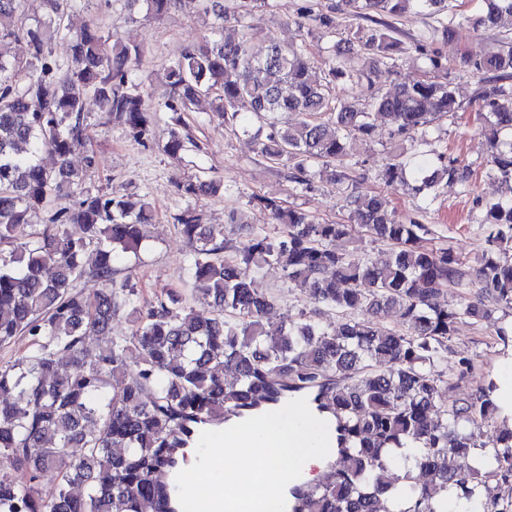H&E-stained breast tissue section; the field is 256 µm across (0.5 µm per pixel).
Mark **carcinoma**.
Wrapping results in <instances>:
<instances>
[{"label":"carcinoma","instance_id":"obj_1","mask_svg":"<svg viewBox=\"0 0 512 512\" xmlns=\"http://www.w3.org/2000/svg\"><path fill=\"white\" fill-rule=\"evenodd\" d=\"M358 1L391 18L411 10L438 16L447 8V0H338L302 17L331 30L334 13ZM77 2L44 0L49 20L25 24L22 0H0V40L21 37L29 48L25 59L0 57V244L11 247L0 256V346L28 338L21 355L0 362V394L8 395L0 400V454L14 462V472L0 474V512H166L161 479L180 449L231 417L263 406L278 410L299 397L316 417L333 422L339 466L329 484L294 487L290 512H448L443 495L450 489L475 502L486 477L512 485V429L497 430L493 454L481 452V427L497 414L494 382L449 406L441 402L473 371L468 358L450 374L441 370L457 324L487 320L488 301L512 308V138H500L512 132V84L478 96L491 147L487 173L509 196L483 204L487 234L475 267L448 248L423 246L426 225L397 219L375 193L346 196L355 224L317 223L254 194L248 205L275 225L272 236L263 225H246L234 244L224 227L202 223L193 209L174 215L190 247L195 297L212 308V317L201 320L182 292L167 290L145 304L135 285L114 278L117 265L142 248L152 211L118 191L94 189V152L85 151L79 169L69 157L88 141L87 99L139 143L149 133L151 108L133 79L138 46L111 39L94 22L63 27ZM140 2L161 17L179 0H128ZM200 2L216 25L167 67L164 107L188 112L200 97H213L224 123L264 136L261 153L292 164L301 193L348 178L345 140L371 137L372 116L387 118L391 137L412 139L458 111L450 83L435 80L378 89L362 108L331 94L336 83L355 78L371 87L380 67L396 66L400 48L382 29L359 27L344 48L350 53L357 45L373 57L374 68L364 72L334 55L317 65L304 44H271L259 54L242 19L224 25L223 0ZM504 15L512 16V0H481L473 24L491 28ZM61 33L70 42L66 65L50 50ZM464 63L512 80V47L493 55L468 52ZM290 112L304 120L278 124L276 116ZM188 145L203 150L189 133L173 131L165 151L176 155ZM44 152L55 157L53 167L41 164ZM445 177L470 187L468 166L441 154H424L412 165L396 156L382 170L385 182L415 194ZM178 190L199 197L229 188L196 180ZM53 197L72 198L73 206L33 231V218ZM365 232L393 246L387 262L365 259ZM273 263L283 265L288 286L306 289L311 311L267 321L274 300L257 276ZM86 274L104 284L90 298L74 291ZM470 284L479 288L477 298L439 303L448 287ZM321 306L336 311V325L318 320ZM391 308L404 330L381 322ZM121 312L135 329L112 337V320ZM89 336L109 340L92 346ZM226 369L232 378H224ZM403 450L414 452L429 482L418 483L410 472L391 476ZM465 459L471 464L463 474ZM49 471L59 473V482L45 497L40 479Z\"/></svg>","mask_w":512,"mask_h":512}]
</instances>
